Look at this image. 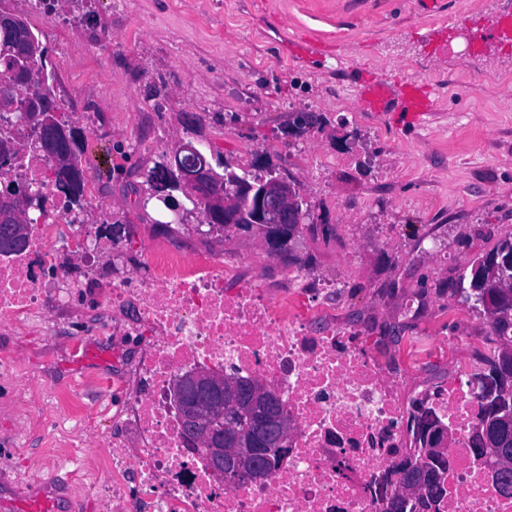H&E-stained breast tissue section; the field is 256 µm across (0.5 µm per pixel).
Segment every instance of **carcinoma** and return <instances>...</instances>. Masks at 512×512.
Here are the masks:
<instances>
[{"label":"carcinoma","mask_w":512,"mask_h":512,"mask_svg":"<svg viewBox=\"0 0 512 512\" xmlns=\"http://www.w3.org/2000/svg\"><path fill=\"white\" fill-rule=\"evenodd\" d=\"M25 56L29 63L26 69L17 71L14 60ZM0 112L11 111L12 105L30 101L35 96L50 103L55 102L54 75L48 71L45 47L28 20L21 16L14 29L0 28ZM0 156L12 154L11 164L0 169L3 180H11L16 188L25 183L18 180L15 171L24 150L20 136L25 130L14 127V122L4 121L0 125ZM84 141L76 128L69 130V140L57 145V166L53 182L69 202L82 209L86 204L85 178L82 167ZM178 164L172 168L158 165L148 174L153 196L173 191V186L194 175L204 167L212 170L217 184L225 191L233 192L239 181L247 179L258 182L269 179L271 171L263 174L242 170L240 172L212 164L207 152L198 148L177 156ZM19 203L5 204L0 201V254L24 250L28 240L29 224L34 222L31 213H26L23 222L15 221ZM462 301L473 303L489 320L491 333L499 347L483 358V367L478 372L481 382L480 414L478 425L471 437L472 451L476 455H491L500 466V478L506 488L512 487V236L505 237L485 255L471 264L469 287L459 289ZM416 442L419 443L415 463L429 467L441 474L447 462L440 457L424 456L426 437L436 436L438 420L424 415L415 419Z\"/></svg>","instance_id":"cac0c4a2"}]
</instances>
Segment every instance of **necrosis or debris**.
<instances>
[{
    "label": "necrosis or debris",
    "instance_id": "1",
    "mask_svg": "<svg viewBox=\"0 0 512 512\" xmlns=\"http://www.w3.org/2000/svg\"><path fill=\"white\" fill-rule=\"evenodd\" d=\"M55 164L48 152L26 156L22 178L46 184L43 216L30 225L25 252L0 255V323L20 333L60 303V294L46 293L47 279L71 280L57 243L87 260L96 236L99 202L69 205L49 184ZM252 262L246 254L189 256L155 246L139 269L89 272L86 287L103 298L93 335L116 330L144 339L133 374L112 378L116 391L135 383L127 404L80 412L92 432L112 419L96 454L121 512H386L400 461L417 452L412 419L425 410L452 435L441 512H512V492L501 490L494 464L473 459L480 386L468 367L454 368L435 389L404 384L354 330L337 326L335 282L313 279L300 263L280 280L253 281L243 276ZM197 365L257 378L280 398L288 450L265 480L217 486L205 459L188 451L169 393ZM132 473L133 496L126 492Z\"/></svg>",
    "mask_w": 512,
    "mask_h": 512
}]
</instances>
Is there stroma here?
<instances>
[{"mask_svg": "<svg viewBox=\"0 0 512 512\" xmlns=\"http://www.w3.org/2000/svg\"><path fill=\"white\" fill-rule=\"evenodd\" d=\"M8 9L29 19L48 50L62 121L99 142L95 177L109 207V239L122 224L133 260L168 244L191 252H251L258 275L303 263L342 288L337 321L400 363L405 382L447 380L457 360L477 364L491 344L483 312L452 295L472 260L512 235V0H63L79 22L57 24L29 0ZM110 49L91 44L100 29ZM308 33L323 54L296 50ZM430 84L434 108L419 127L402 112H363L364 68ZM309 122L294 124L297 113ZM209 144L235 169H275L299 185L313 221L285 252L263 231L207 230L196 218L162 227L136 197L147 175L184 143ZM103 301L72 289L52 322L26 333L0 324V353L19 364L0 374V512H112L104 485L74 493L67 459L54 477L34 464L48 436L22 430L24 402L50 389L72 405L119 404L116 372L143 353L139 336L90 335ZM481 336L475 351L450 342Z\"/></svg>", "mask_w": 512, "mask_h": 512, "instance_id": "35a3bbf8", "label": "stroma"}]
</instances>
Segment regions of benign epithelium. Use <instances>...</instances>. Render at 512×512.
Masks as SVG:
<instances>
[{"instance_id":"obj_1","label":"benign epithelium","mask_w":512,"mask_h":512,"mask_svg":"<svg viewBox=\"0 0 512 512\" xmlns=\"http://www.w3.org/2000/svg\"><path fill=\"white\" fill-rule=\"evenodd\" d=\"M17 123L29 128L31 146L38 150L50 149L57 144L58 137L67 135L64 129L55 135H40L35 121L26 111L20 113ZM214 180L213 171L203 169L179 184L178 191L185 201L174 196L163 200L171 213V223H184L189 215L198 211L200 204L209 201L216 205L215 213L224 218L226 224H269L275 227V241L280 244L288 239V225L301 224L306 217L302 211L304 199L281 177L261 183L241 182L233 195L219 201L213 195ZM0 199L23 200L33 207L38 193L17 194L9 183L0 182ZM231 390L247 398L257 419L268 422L278 432L279 443L288 440V422L281 406L264 394L257 381L229 379L209 367H199L179 376L171 388L170 400L191 443L204 449L211 474L220 486L233 484L241 475L261 480L267 474L260 460L261 449L255 447L254 437L224 422L227 395ZM401 470L408 482L400 489V494L405 504L410 505L417 498L413 467L405 464Z\"/></svg>"}]
</instances>
